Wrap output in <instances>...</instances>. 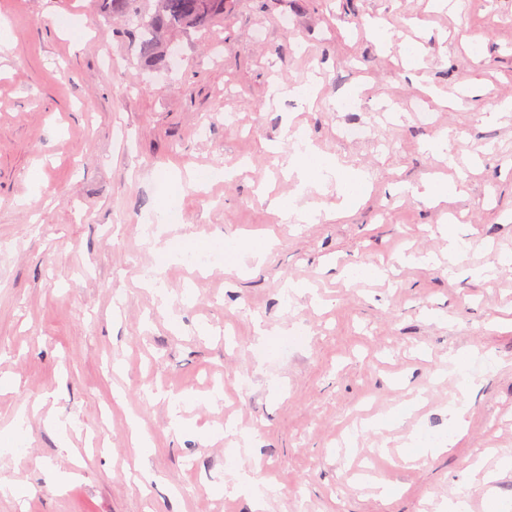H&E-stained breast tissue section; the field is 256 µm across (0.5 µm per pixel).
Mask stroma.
I'll return each instance as SVG.
<instances>
[{"label": "stroma", "mask_w": 512, "mask_h": 512, "mask_svg": "<svg viewBox=\"0 0 512 512\" xmlns=\"http://www.w3.org/2000/svg\"><path fill=\"white\" fill-rule=\"evenodd\" d=\"M0 17V448L24 449L0 459V483L28 489L0 512H251L223 492L232 453L271 479L264 512H448L462 491L512 512V0H228L212 40L172 36L169 71L117 20L72 45L61 26L95 19L92 0H0ZM312 78V108L269 93ZM342 96L358 109L338 111ZM346 122L367 138L341 139ZM287 123L366 173L350 217L286 219L278 199L324 214L339 201L337 181L300 192L287 177ZM439 130L450 158L425 148ZM216 164L234 177L185 184L179 223L147 238L160 185ZM433 177L457 184L436 207L417 193ZM202 237L263 254L197 275L168 261L158 302L144 273L159 243ZM370 264L386 277L341 275ZM258 322L305 333L280 355L258 348ZM471 348L469 380L449 375ZM453 405L456 445L402 460L418 428L446 434ZM401 406L402 424L368 428ZM136 423L151 448L133 444ZM477 459L493 481L468 473Z\"/></svg>", "instance_id": "stroma-1"}]
</instances>
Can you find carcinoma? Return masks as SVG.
I'll return each instance as SVG.
<instances>
[{
	"label": "carcinoma",
	"instance_id": "obj_1",
	"mask_svg": "<svg viewBox=\"0 0 512 512\" xmlns=\"http://www.w3.org/2000/svg\"><path fill=\"white\" fill-rule=\"evenodd\" d=\"M106 19L127 22L124 34L134 41L140 55L156 66L165 65L158 51V34L174 29L193 30L203 37L224 22L227 0H94Z\"/></svg>",
	"mask_w": 512,
	"mask_h": 512
}]
</instances>
